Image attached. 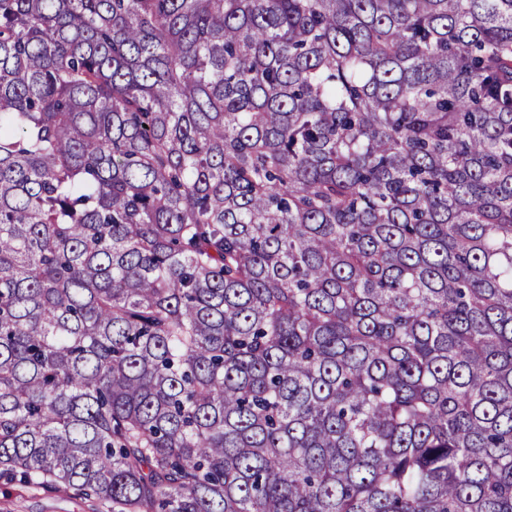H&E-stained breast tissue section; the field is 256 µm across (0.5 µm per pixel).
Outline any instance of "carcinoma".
I'll return each mask as SVG.
<instances>
[{
	"instance_id": "obj_1",
	"label": "carcinoma",
	"mask_w": 512,
	"mask_h": 512,
	"mask_svg": "<svg viewBox=\"0 0 512 512\" xmlns=\"http://www.w3.org/2000/svg\"><path fill=\"white\" fill-rule=\"evenodd\" d=\"M0 469L512 512V0H0Z\"/></svg>"
}]
</instances>
